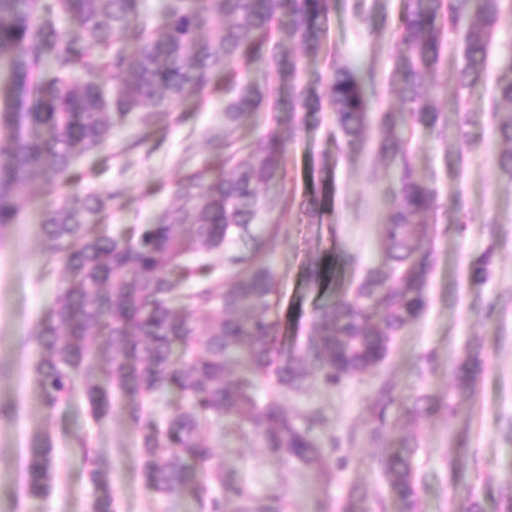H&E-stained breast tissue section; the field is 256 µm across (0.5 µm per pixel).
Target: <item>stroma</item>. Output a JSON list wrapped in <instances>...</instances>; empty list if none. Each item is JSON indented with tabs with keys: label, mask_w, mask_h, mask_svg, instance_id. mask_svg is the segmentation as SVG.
Instances as JSON below:
<instances>
[{
	"label": "stroma",
	"mask_w": 512,
	"mask_h": 512,
	"mask_svg": "<svg viewBox=\"0 0 512 512\" xmlns=\"http://www.w3.org/2000/svg\"><path fill=\"white\" fill-rule=\"evenodd\" d=\"M352 2L331 0L326 39L317 54H301V71L327 74L335 61H371L375 111L399 112L400 85L390 75L395 31L369 34ZM461 64L459 52H452L429 75L447 136L420 127L412 139L414 173L435 190L438 203L428 217L434 265L424 313L399 332L377 366L333 384L313 376L302 391L282 398L296 419L321 412L312 435L329 462L328 475L269 456L259 439L237 428L204 433L216 463L248 491L252 507L276 501L284 512H344L359 498L368 512H402L379 452L382 444L410 436L419 512H461L471 503L476 512H512V178L498 165L504 143L497 135L512 108L495 107L492 83L459 88ZM464 109L475 119L469 148L455 135ZM297 124L284 178L262 191L260 218L278 280L272 317L283 356L313 334L322 305L353 298L366 270L384 263L382 226L396 173L378 154L377 130L357 151L346 152L331 109L299 117ZM265 130L250 115L225 126L224 94L209 91L173 103L164 125L147 129L131 114L102 151L79 158L78 181L19 189L18 219L0 229V512H91L97 489L72 446L79 437L90 440L107 469L116 512H201L192 488L162 496L147 484L131 419L138 395L126 393L102 421L80 396L53 409L43 405L36 336L64 275L49 255L43 221L61 196L78 192L108 200L113 229L154 223L175 202L173 182L223 155L225 139L253 140ZM313 197L321 204L311 212L306 202ZM485 255L487 275L472 279L471 264ZM475 354L482 371L470 396L455 391L453 381ZM384 386L395 400L378 425L368 407ZM420 397L434 409L418 420L406 417L403 401ZM44 438L55 449L57 472L49 492L34 496L27 462Z\"/></svg>",
	"instance_id": "1"
}]
</instances>
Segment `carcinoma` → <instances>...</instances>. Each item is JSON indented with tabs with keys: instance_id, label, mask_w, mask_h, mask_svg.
Returning a JSON list of instances; mask_svg holds the SVG:
<instances>
[{
	"instance_id": "obj_1",
	"label": "carcinoma",
	"mask_w": 512,
	"mask_h": 512,
	"mask_svg": "<svg viewBox=\"0 0 512 512\" xmlns=\"http://www.w3.org/2000/svg\"><path fill=\"white\" fill-rule=\"evenodd\" d=\"M329 0H162L153 28L141 22L142 0H0V227L18 214L15 187L41 181L53 185L72 175L75 159L99 152L114 126L132 112L149 125L169 106L197 96L224 73V125L246 112L265 109L267 131L241 145L224 142V161L207 165L172 187L180 204L157 224L112 232L101 223L104 199L65 196L46 215L50 256L69 269L43 318L36 369L44 405L52 409L76 395L94 416H111L132 384L141 402L172 391L183 405L165 422L139 406L133 421L141 437L142 472L160 494L197 482L200 507L224 512V499L209 495V483L224 487V473L201 432L232 423L248 430L270 453L303 464L324 462L309 428L286 415L276 399L259 402L262 378L300 390L315 373L329 383L361 374L381 363L397 332L426 308L424 287L432 270L422 251L424 216L436 194L415 179L407 132L435 128L439 111L427 74L441 63L448 31L463 29L460 82L473 86L487 77V59L506 0H403L395 23L392 75L402 84L400 118L371 112L368 87L373 69L361 62L336 65L329 78H300V60L270 47L275 24L288 12V40L317 51L326 34ZM353 8L372 29L386 26L387 0H354ZM66 14L72 32L59 23ZM253 64L273 69L288 97L249 83L242 70ZM124 76L116 85L102 81ZM495 102L512 107V58L498 69ZM336 112L343 146L359 147L377 126L379 151L399 157L382 238L386 261L369 270L354 297L318 310L315 332L305 348L276 360L270 314L277 294L272 268L259 261L262 209L258 189L280 179L288 119ZM498 132L508 143L499 156L512 176V118ZM240 240L252 249L236 251ZM224 252L225 277L206 261ZM195 280L198 288L185 283ZM180 345L182 361L173 359ZM478 365L462 366L453 388L474 389ZM77 447L91 465L98 495L92 512H113L110 483L88 443ZM412 443L384 448L380 464L404 512H418ZM52 444L31 449L28 491H47L55 471Z\"/></svg>"
}]
</instances>
